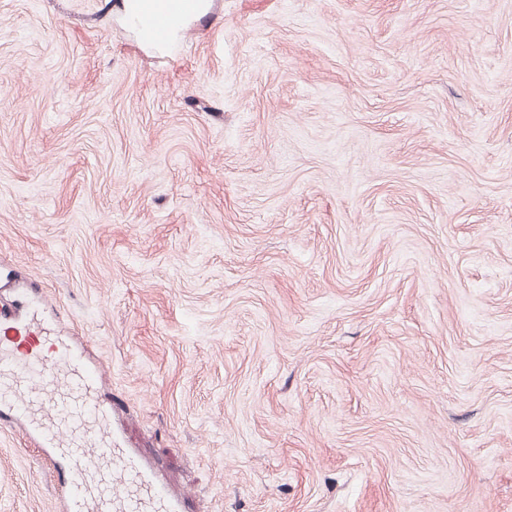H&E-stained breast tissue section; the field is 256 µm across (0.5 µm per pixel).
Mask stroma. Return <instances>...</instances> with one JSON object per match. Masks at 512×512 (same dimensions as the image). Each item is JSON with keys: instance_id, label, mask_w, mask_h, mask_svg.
Returning a JSON list of instances; mask_svg holds the SVG:
<instances>
[{"instance_id": "35a3bbf8", "label": "stroma", "mask_w": 512, "mask_h": 512, "mask_svg": "<svg viewBox=\"0 0 512 512\" xmlns=\"http://www.w3.org/2000/svg\"><path fill=\"white\" fill-rule=\"evenodd\" d=\"M0 0V277L181 512H512V0ZM63 462L0 423V512ZM187 1L190 0H123L117 13L118 20L134 32L142 30V23L147 17L164 21L180 31L210 8V3L194 0L197 1L196 6L190 9Z\"/></svg>"}]
</instances>
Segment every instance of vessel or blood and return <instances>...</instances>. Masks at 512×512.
Instances as JSON below:
<instances>
[{
    "label": "vessel or blood",
    "instance_id": "b4317fda",
    "mask_svg": "<svg viewBox=\"0 0 512 512\" xmlns=\"http://www.w3.org/2000/svg\"><path fill=\"white\" fill-rule=\"evenodd\" d=\"M19 315L0 317V417L19 422L48 460L70 471L59 512H180L161 480L110 429L98 371L55 343L28 290Z\"/></svg>",
    "mask_w": 512,
    "mask_h": 512
}]
</instances>
